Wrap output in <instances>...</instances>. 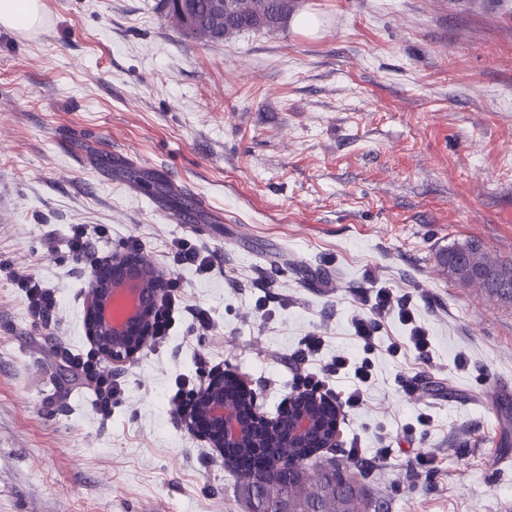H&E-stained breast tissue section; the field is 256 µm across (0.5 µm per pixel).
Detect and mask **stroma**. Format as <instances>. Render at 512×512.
Here are the masks:
<instances>
[{"instance_id":"stroma-1","label":"stroma","mask_w":512,"mask_h":512,"mask_svg":"<svg viewBox=\"0 0 512 512\" xmlns=\"http://www.w3.org/2000/svg\"><path fill=\"white\" fill-rule=\"evenodd\" d=\"M42 2L41 31L0 27V263L58 306L39 320L0 279V512H247L223 452L170 412L176 377L235 372L276 415L305 337H323L321 364L361 354L351 318L379 288L410 297L429 360L388 353L409 334L390 314L362 404L309 467L349 466L368 512H504L512 403L495 407L492 385L512 379V302L452 282L436 256L474 239L512 262V0H297L317 31L206 45L161 0ZM90 144L159 176L197 231L101 177ZM74 224L107 231L82 261ZM131 236L163 277L171 240L214 252L209 275L175 271L218 329L198 340L182 314L165 344L112 365L124 393L105 419L58 352L93 348L89 268ZM380 435L389 460L348 459Z\"/></svg>"}]
</instances>
